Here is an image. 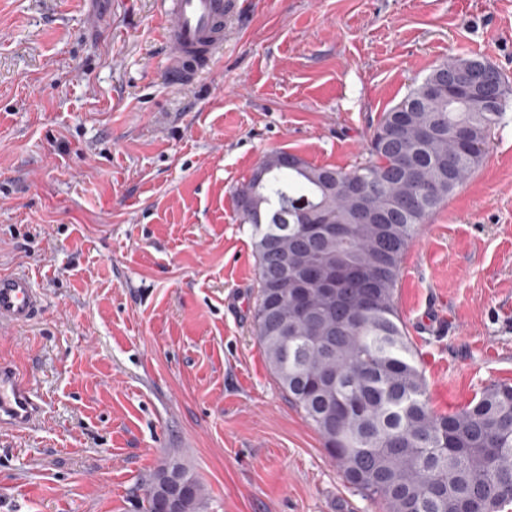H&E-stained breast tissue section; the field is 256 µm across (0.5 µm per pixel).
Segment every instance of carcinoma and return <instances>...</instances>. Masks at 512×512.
Instances as JSON below:
<instances>
[{"instance_id":"cac0c4a2","label":"carcinoma","mask_w":512,"mask_h":512,"mask_svg":"<svg viewBox=\"0 0 512 512\" xmlns=\"http://www.w3.org/2000/svg\"><path fill=\"white\" fill-rule=\"evenodd\" d=\"M478 63L490 94L431 92ZM510 108L500 70L453 57L383 113L364 161L344 170L293 155L294 167L274 169L257 191L264 224L236 199L254 234V327L270 371L346 480L384 512H502L512 502V385L490 384L461 410L436 412L396 306L402 261L421 224L480 167ZM350 181L363 197L349 193ZM301 199L325 224L345 226V236H302ZM363 206L371 219L361 223ZM343 265L351 275L330 295L307 279L311 267ZM176 485L178 512H202L203 484L178 460L144 484L143 512H161Z\"/></svg>"}]
</instances>
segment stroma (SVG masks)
Listing matches in <instances>:
<instances>
[{
  "label": "stroma",
  "instance_id": "obj_1",
  "mask_svg": "<svg viewBox=\"0 0 512 512\" xmlns=\"http://www.w3.org/2000/svg\"><path fill=\"white\" fill-rule=\"evenodd\" d=\"M180 90L157 0H0V273L42 298L0 363L45 417L0 428V512H137L175 457L204 512H382L327 456L255 335L235 194L264 156L349 169L448 57L512 79V0H230ZM396 304L431 406L512 384V116L419 229Z\"/></svg>",
  "mask_w": 512,
  "mask_h": 512
}]
</instances>
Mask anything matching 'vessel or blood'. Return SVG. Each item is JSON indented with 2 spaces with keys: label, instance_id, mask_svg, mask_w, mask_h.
Returning a JSON list of instances; mask_svg holds the SVG:
<instances>
[{
  "label": "vessel or blood",
  "instance_id": "1",
  "mask_svg": "<svg viewBox=\"0 0 512 512\" xmlns=\"http://www.w3.org/2000/svg\"><path fill=\"white\" fill-rule=\"evenodd\" d=\"M226 0H158L163 21L166 71L179 89L210 71L224 46ZM41 308V298L23 274L0 276V323L25 324ZM41 404L28 381L10 365H0V427L25 430L35 424Z\"/></svg>",
  "mask_w": 512,
  "mask_h": 512
}]
</instances>
